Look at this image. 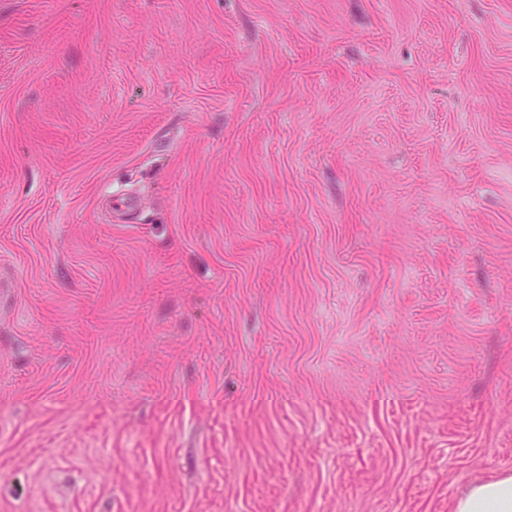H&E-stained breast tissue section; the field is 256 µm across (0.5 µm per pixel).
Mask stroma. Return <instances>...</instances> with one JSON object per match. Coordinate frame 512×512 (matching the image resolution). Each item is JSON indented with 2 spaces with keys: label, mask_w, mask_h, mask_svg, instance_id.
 <instances>
[{
  "label": "stroma",
  "mask_w": 512,
  "mask_h": 512,
  "mask_svg": "<svg viewBox=\"0 0 512 512\" xmlns=\"http://www.w3.org/2000/svg\"><path fill=\"white\" fill-rule=\"evenodd\" d=\"M505 471L512 0H0V512Z\"/></svg>",
  "instance_id": "35a3bbf8"
}]
</instances>
